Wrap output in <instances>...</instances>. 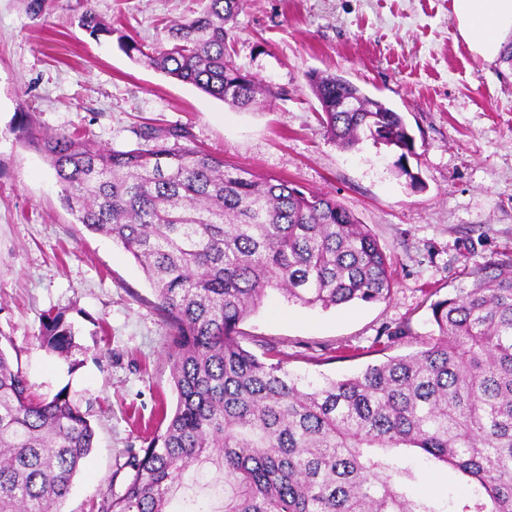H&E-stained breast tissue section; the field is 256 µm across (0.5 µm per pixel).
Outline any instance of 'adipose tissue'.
I'll return each instance as SVG.
<instances>
[{
    "label": "adipose tissue",
    "mask_w": 512,
    "mask_h": 512,
    "mask_svg": "<svg viewBox=\"0 0 512 512\" xmlns=\"http://www.w3.org/2000/svg\"><path fill=\"white\" fill-rule=\"evenodd\" d=\"M458 33L472 51L491 61L512 36V0H453Z\"/></svg>",
    "instance_id": "ef3b65f1"
}]
</instances>
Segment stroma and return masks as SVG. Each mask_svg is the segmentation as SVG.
Wrapping results in <instances>:
<instances>
[{"label": "stroma", "mask_w": 512, "mask_h": 512, "mask_svg": "<svg viewBox=\"0 0 512 512\" xmlns=\"http://www.w3.org/2000/svg\"><path fill=\"white\" fill-rule=\"evenodd\" d=\"M0 0V348L31 391L69 388L87 411L94 447L60 512H97L122 491L130 449L160 406L174 408L166 324L144 273L123 248L78 224L54 170L23 142L21 119L47 132L80 131L122 150L145 124L182 126L195 143L260 179H285L336 199L385 252L389 297L327 310L269 291L240 325L256 355L275 349L288 371L319 380L361 372L421 349L432 302L466 272L512 252V67L488 62L459 37L452 0H248L229 52L274 97L230 108L131 60L130 35L161 48L164 23L198 0ZM111 25L93 39L85 8ZM311 71L340 74L404 116L417 154L411 187L397 153L327 140ZM76 329L68 358L42 346L43 317Z\"/></svg>", "instance_id": "35a3bbf8"}]
</instances>
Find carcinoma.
Segmentation results:
<instances>
[{
  "label": "carcinoma",
  "instance_id": "carcinoma-1",
  "mask_svg": "<svg viewBox=\"0 0 512 512\" xmlns=\"http://www.w3.org/2000/svg\"><path fill=\"white\" fill-rule=\"evenodd\" d=\"M246 0H201L168 26L169 47L132 38L124 53L233 109L273 95L226 53ZM97 38L112 27L91 9ZM327 138L352 150L371 140L417 155L401 113L336 74L307 75ZM356 107L336 111V101ZM126 150L78 131L29 128L26 143L55 172L78 223L112 238L139 264L169 329L173 414L131 452L119 493L98 512H198L188 491L219 489L210 512H512V253L469 272L430 305L437 331L423 349L344 379L309 381L245 349L239 325L269 288L323 309L374 302L392 288L387 256L367 225L322 194L229 168L183 127L134 131ZM41 342L76 347L63 311L45 315ZM94 429L68 387L31 397L0 349V512H60L93 448ZM455 470L462 498H416L414 459ZM215 472L224 480L209 483Z\"/></svg>",
  "mask_w": 512,
  "mask_h": 512
}]
</instances>
